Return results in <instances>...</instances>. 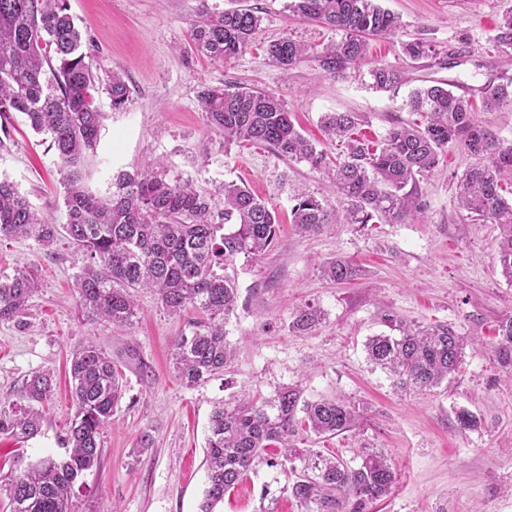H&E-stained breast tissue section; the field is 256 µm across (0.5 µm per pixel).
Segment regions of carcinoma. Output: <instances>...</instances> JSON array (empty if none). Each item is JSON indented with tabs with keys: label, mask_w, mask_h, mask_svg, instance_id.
<instances>
[{
	"label": "carcinoma",
	"mask_w": 512,
	"mask_h": 512,
	"mask_svg": "<svg viewBox=\"0 0 512 512\" xmlns=\"http://www.w3.org/2000/svg\"><path fill=\"white\" fill-rule=\"evenodd\" d=\"M286 9L344 34L322 57L324 69L334 73L365 60L368 37H394L404 28L400 15L383 8L380 0H287ZM261 21L258 11L236 0L234 7L201 14L191 24L189 39L197 53L224 60L251 44ZM494 40L512 48V12L504 15ZM402 48L412 60L434 55L430 45L418 40ZM303 53V45L288 36L266 47L268 57L282 67L294 65ZM369 76L372 88L380 91L404 84V71L395 66H375ZM95 89L93 55L67 0H0V150L7 149L13 114L24 115L35 133L50 140L60 160L66 210V223L59 226L33 208L13 183L0 179V241L33 239L49 248L65 231L87 257L76 288L81 308L93 321L131 328L140 289L152 290L172 315L189 305L195 308L199 317L172 342L171 360L183 383L198 385L224 373L234 359L224 325L237 308L238 293L227 266L239 254L256 257L275 247L278 216L244 185L225 183L201 192L189 180L168 178L157 160L140 172L116 175L104 194L94 191L90 180L103 119L94 104ZM105 91L114 110L129 101L130 88L118 73L109 76ZM199 98L204 125L223 148L245 142L268 146L323 172L345 205L347 224L396 221L413 212L419 177L437 166L448 144H459L475 163L461 179L458 204L499 226L498 262L512 282V198L504 188L505 176L512 175V142L479 125L471 104L450 83L414 89L408 106L426 114L425 124L394 127L376 148L351 137L358 113L325 114L328 137L345 141L344 158L336 162L302 136L284 101L272 92L206 86ZM482 99L488 110L511 106L512 79L486 85ZM291 216L300 235L317 234L337 218L335 209L305 194L296 199ZM320 273L347 283L361 269L337 258L321 265ZM38 288L32 268L0 277V321L22 324ZM322 320V312L307 304L293 314L289 329L306 333ZM384 323L395 334L370 337L367 358L393 376L399 388L429 391L458 372L467 341L452 326H411L391 314ZM495 354L512 373V314L500 321ZM69 376L75 413L61 439L66 455L42 458L0 485L11 512H71L75 485L100 465L102 431L112 423L124 394L121 366L89 343L73 353ZM52 387L51 371L33 372L19 400L7 410L0 408V434L26 441L36 437L39 405ZM358 418L355 408L335 398H304L297 384L269 398L216 407L206 439L207 487L200 512H216L224 494L260 462L290 471V492L301 512H365L368 503L389 493L395 480L385 450L365 446L355 462L305 447L314 436L352 430Z\"/></svg>",
	"instance_id": "cac0c4a2"
}]
</instances>
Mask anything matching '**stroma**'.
<instances>
[{
	"label": "stroma",
	"instance_id": "35a3bbf8",
	"mask_svg": "<svg viewBox=\"0 0 512 512\" xmlns=\"http://www.w3.org/2000/svg\"><path fill=\"white\" fill-rule=\"evenodd\" d=\"M247 2L260 11L261 26L242 54L222 62L193 52L189 29L203 11L228 8L229 0H68L94 45L99 80L118 72L131 89L119 111L104 88L94 92L104 120L93 189L105 192L118 172L142 169L160 157L170 176L191 178L204 189L246 185L275 209L284 243L259 257L234 259L238 307L226 324L233 365L188 387L177 378L169 352L195 318L194 309L171 315L143 290L133 329L113 332L111 324L90 321L82 311L75 286L82 256L68 236L48 249L31 239L0 242V276L33 265L40 277L24 326L0 322V405L17 400L32 372L50 368L56 377L40 435L22 444L0 435V479L42 457L64 456L59 438L74 413L69 359L92 341L119 359L136 349L149 371L125 367V394L102 435L101 464L84 475L73 512H199L214 407L267 398L291 384L300 385L306 398L339 397L360 411L355 429L316 441L324 454L349 461L364 443L388 453L396 480L368 512H512V380L494 353L498 325L512 313V283L497 262L498 225L473 220L458 206L460 178L471 157L455 144L442 151L438 165L419 179L415 215L364 227L333 224L302 237L290 223L297 195L341 206L322 174L264 146L220 148L204 127L199 102L206 86L273 92L301 134L336 158L344 144L323 133L325 113H358L355 138L377 145L392 127L419 121L406 105L413 88L443 80L470 87L476 122L510 141L512 112L484 111L480 90L512 79V64L494 42L512 0H381L400 14L403 33L370 38L367 59L340 74L324 70L321 59L341 32L293 16L286 0ZM283 36L306 48L287 68L264 52ZM413 39L434 48L435 57L407 58L401 44ZM377 65L403 69L405 82L396 94L370 88L368 72ZM10 135L9 150L0 152V178L38 212L64 223L60 162L48 139L19 114ZM337 257L360 265L362 276L343 285L321 277L319 264ZM307 304L322 311V323L306 334L290 332L292 314ZM387 313L409 323H446L467 336L459 372L429 391H399L368 362L364 348L368 337L385 332ZM463 410L477 417L478 427L459 428ZM145 431L154 446L140 453L137 440ZM287 485L279 469L257 465L225 493L218 512H299Z\"/></svg>",
	"mask_w": 512,
	"mask_h": 512
}]
</instances>
